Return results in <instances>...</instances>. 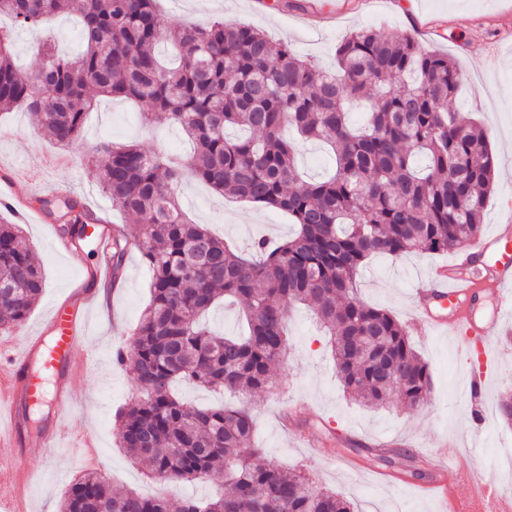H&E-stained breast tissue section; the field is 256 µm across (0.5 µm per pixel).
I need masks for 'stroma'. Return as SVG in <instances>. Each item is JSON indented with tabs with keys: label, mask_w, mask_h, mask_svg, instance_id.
I'll return each instance as SVG.
<instances>
[{
	"label": "stroma",
	"mask_w": 512,
	"mask_h": 512,
	"mask_svg": "<svg viewBox=\"0 0 512 512\" xmlns=\"http://www.w3.org/2000/svg\"><path fill=\"white\" fill-rule=\"evenodd\" d=\"M158 7L161 30L215 18L247 23L272 41L289 44L300 57L325 66L335 64L337 44L356 29L376 27L398 37L413 36L422 50L456 61L464 75L456 107L483 127L498 169H505L512 157L506 141L512 135V0H159ZM12 40L18 65L28 70L37 65L36 42L53 43L69 55L81 50L78 24L65 13L37 30L13 27ZM147 110L143 102L100 98L85 119L71 167L45 171L44 157L56 146L25 108H14L0 114V169L20 174L42 170L34 196L55 201L59 188L75 190L89 207H102L104 217L136 238L139 223L113 208L100 191L90 157L106 141L189 153L192 145L177 128L156 130L143 123ZM180 202L192 222L205 225L233 248H246L258 238L279 242L294 230L287 213L252 207L194 181L184 183ZM482 222L483 235H512L508 179L497 178ZM23 234L45 280L24 325L25 332L33 333L41 328L54 301L69 292L81 269L97 263L98 248L96 241H89L71 260L56 251L43 224H26ZM453 259L450 253L377 255L358 277L360 296L407 324L414 348L430 366L432 390L421 407L396 402L373 408L345 395L324 331L304 307L290 314V351L276 367V381L269 391L246 398L181 384L176 393L198 406L226 402L247 407L257 420L254 442L264 448L265 462L308 472L321 486L350 501L354 512H440L439 501L420 487L431 477L421 458L423 443L444 436L464 442L457 466L488 479L494 477L503 450L512 448V423L495 416L484 421L478 417L480 411L495 406L504 391H512V334L501 335L488 327L494 295L484 293L471 309L469 352L454 337L423 335L411 319L410 289L415 278ZM149 285L148 269L138 250H131L125 279L111 291L108 312L92 318L89 342L98 363L82 371L74 383L70 409L55 419L47 407L21 405L22 422L36 419L44 426L57 425L65 439L52 450L40 437L30 435L26 452L32 477L12 491L19 512H58L65 487L88 471L115 485L175 501L213 492L208 481H151L145 465L131 461L119 446L117 415L139 390L132 374L117 366L113 355L116 349L130 346L132 330L149 302ZM480 373L485 374L488 389L475 397L467 383Z\"/></svg>",
	"instance_id": "35a3bbf8"
}]
</instances>
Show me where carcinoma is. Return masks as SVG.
Returning a JSON list of instances; mask_svg holds the SVG:
<instances>
[{
	"label": "carcinoma",
	"instance_id": "obj_1",
	"mask_svg": "<svg viewBox=\"0 0 512 512\" xmlns=\"http://www.w3.org/2000/svg\"><path fill=\"white\" fill-rule=\"evenodd\" d=\"M81 27L83 50L61 56L37 44L40 66L20 69L10 32L0 30V107L23 104L51 140L71 147L96 97L150 104L145 118L176 126L193 142L188 158L130 144L105 146L99 169L112 204L142 224L136 246L150 273L151 299L132 347L115 362L141 392L118 415L120 447L161 481L218 482L208 498L172 506L114 487L87 472L64 493L59 512H351V503L305 474L263 462L251 448L256 422L244 407L198 408L172 393L178 379L242 395L273 384L272 367L289 353L290 311L307 306L323 325L343 389L365 405L425 404L428 365L407 327L356 295V277L371 257L457 252L481 235L495 163L485 133L448 108L463 74L446 55L421 50L409 36L360 28L336 47V69L300 59L247 24L214 20L166 32L156 0H0V17L35 28L62 10ZM170 43L174 62L158 48ZM367 102L363 124L350 122ZM301 138L327 143L334 172L305 180L296 166ZM288 213L287 240L233 251L179 202L184 180ZM57 232L81 247L90 214L77 197ZM127 239L112 236V279L121 281ZM45 288L19 224H0V320L22 327ZM229 299L248 334L227 336L202 318Z\"/></svg>",
	"mask_w": 512,
	"mask_h": 512
}]
</instances>
